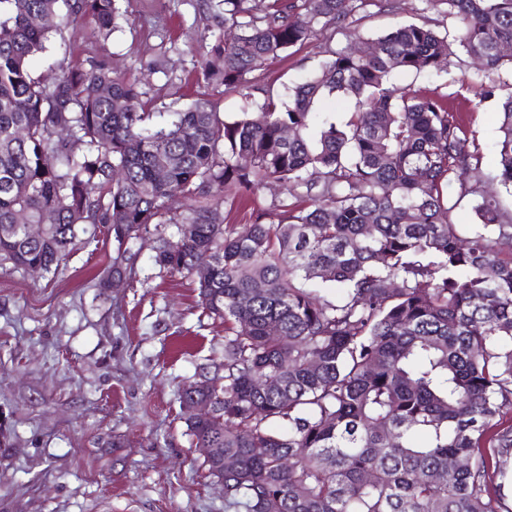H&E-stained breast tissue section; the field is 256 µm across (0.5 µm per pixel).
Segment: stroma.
Wrapping results in <instances>:
<instances>
[{
    "label": "stroma",
    "instance_id": "35a3bbf8",
    "mask_svg": "<svg viewBox=\"0 0 512 512\" xmlns=\"http://www.w3.org/2000/svg\"><path fill=\"white\" fill-rule=\"evenodd\" d=\"M126 19L110 37L91 21L50 34L32 62L53 77L62 58L96 63L136 83L152 108L196 99L198 59L189 48L215 24L209 0H118ZM455 30L423 0H376L341 25L255 72L248 89L209 87L226 117L246 96L285 94L327 50L369 43L399 23ZM395 86L453 95L483 153L481 183L498 172L499 101L485 99L469 70L395 74ZM154 239L133 244V271L101 287L118 244L80 236L58 276L0 267V512H224L186 433L178 391L224 356V322L205 314L192 279L154 263ZM120 446H113V439Z\"/></svg>",
    "mask_w": 512,
    "mask_h": 512
}]
</instances>
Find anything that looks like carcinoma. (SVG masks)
<instances>
[{
    "label": "carcinoma",
    "mask_w": 512,
    "mask_h": 512,
    "mask_svg": "<svg viewBox=\"0 0 512 512\" xmlns=\"http://www.w3.org/2000/svg\"><path fill=\"white\" fill-rule=\"evenodd\" d=\"M116 2L0 0V266L55 275L101 224L122 249L119 277L129 244L156 236L154 263L193 277L203 312L224 320V383L178 394L215 407L185 424L195 447L224 449V465L202 462L224 480V512H512L494 483L512 468V258H500L512 216L485 191L479 223H452L448 187L465 186L481 151L451 96L388 86L471 59L501 100L497 179L512 186V85L497 77L512 64V0H424L457 33L406 23L369 55L332 50L288 100L268 94L231 120L203 93L150 112L145 92L94 64L31 75L53 30L90 17L110 36ZM220 2L217 31L191 52L197 83L226 90L373 5ZM333 94L358 105L343 123L319 119ZM266 182L285 198L248 224L215 221Z\"/></svg>",
    "instance_id": "carcinoma-1"
}]
</instances>
